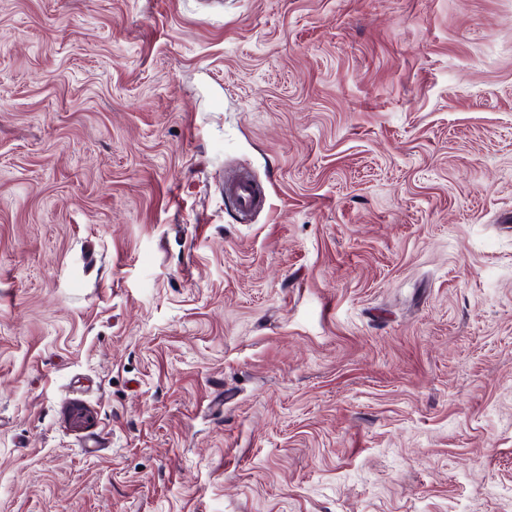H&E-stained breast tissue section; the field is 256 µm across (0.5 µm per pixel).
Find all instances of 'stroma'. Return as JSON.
I'll return each instance as SVG.
<instances>
[{"instance_id":"35a3bbf8","label":"stroma","mask_w":512,"mask_h":512,"mask_svg":"<svg viewBox=\"0 0 512 512\" xmlns=\"http://www.w3.org/2000/svg\"><path fill=\"white\" fill-rule=\"evenodd\" d=\"M0 512H512V0H0ZM224 194L231 197L243 218H248L257 207V196L248 179L224 181Z\"/></svg>"}]
</instances>
